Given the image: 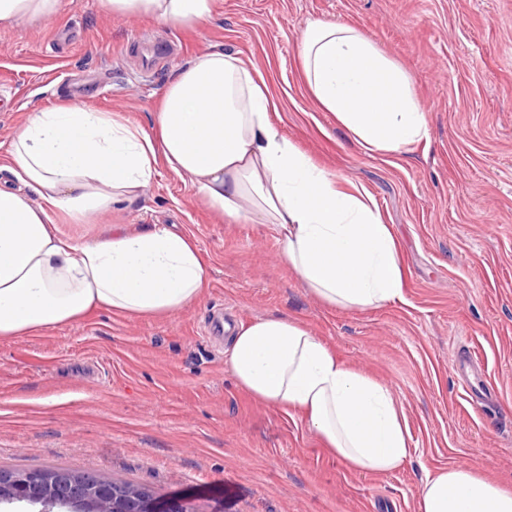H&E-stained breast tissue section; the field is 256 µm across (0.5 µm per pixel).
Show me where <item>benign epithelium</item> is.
<instances>
[{
	"mask_svg": "<svg viewBox=\"0 0 512 512\" xmlns=\"http://www.w3.org/2000/svg\"><path fill=\"white\" fill-rule=\"evenodd\" d=\"M12 501L39 504L40 512H52L56 506L69 512H194L184 502L160 505L143 487L119 491L98 475L82 472L53 481L41 470L27 471L21 476L3 473L0 502Z\"/></svg>",
	"mask_w": 512,
	"mask_h": 512,
	"instance_id": "7a95c632",
	"label": "benign epithelium"
}]
</instances>
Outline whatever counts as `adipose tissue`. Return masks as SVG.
I'll use <instances>...</instances> for the list:
<instances>
[{
  "instance_id": "ef3b65f1",
  "label": "adipose tissue",
  "mask_w": 512,
  "mask_h": 512,
  "mask_svg": "<svg viewBox=\"0 0 512 512\" xmlns=\"http://www.w3.org/2000/svg\"><path fill=\"white\" fill-rule=\"evenodd\" d=\"M213 7L214 0H98L103 14L181 28L205 22ZM58 9L59 0H0V25L40 24ZM298 59L316 106L363 151L397 155L428 139L411 76L356 25L310 21ZM274 109L264 78L218 49L176 71L150 126L70 103L31 113L9 150L26 190L0 189V339L101 311L152 320L202 297L208 264L187 235L156 225L80 243L49 215L80 219L135 203L163 167L225 219L272 225L279 261L323 303L369 309L400 299L397 242L373 196L359 184L340 188L273 124ZM230 342L237 386L299 412L351 469L387 474L412 458L390 387L349 366L304 323L240 324ZM416 510L512 512V492L452 464L426 473Z\"/></svg>"
}]
</instances>
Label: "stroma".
<instances>
[{
	"instance_id": "obj_1",
	"label": "stroma",
	"mask_w": 512,
	"mask_h": 512,
	"mask_svg": "<svg viewBox=\"0 0 512 512\" xmlns=\"http://www.w3.org/2000/svg\"><path fill=\"white\" fill-rule=\"evenodd\" d=\"M194 29L110 17L60 0L53 20L0 26V187L12 131L62 99L149 124L186 61L237 53L265 77L280 132L374 196L398 242L401 299L366 310L322 303L277 258L272 227L226 221L168 170L135 204L82 223L77 241L156 224L209 264L193 306L145 321L106 312L0 339V469L64 468L148 487L198 512H415L426 471L469 464L512 491V0H215ZM357 24L410 74L430 139L402 155L363 152L307 93L308 21ZM167 42L175 57L132 46ZM247 323L288 316L388 385L414 454L357 473L299 413L256 401L226 363L215 310Z\"/></svg>"
}]
</instances>
